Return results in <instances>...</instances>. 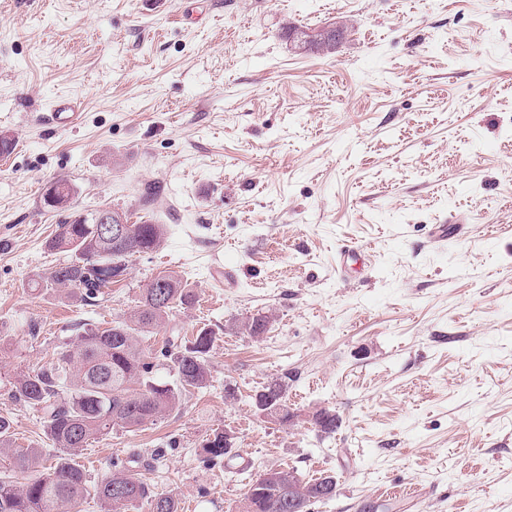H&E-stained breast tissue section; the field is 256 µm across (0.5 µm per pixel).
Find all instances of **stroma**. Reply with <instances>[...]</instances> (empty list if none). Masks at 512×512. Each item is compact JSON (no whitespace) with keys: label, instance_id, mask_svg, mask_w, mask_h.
Here are the masks:
<instances>
[{"label":"stroma","instance_id":"35a3bbf8","mask_svg":"<svg viewBox=\"0 0 512 512\" xmlns=\"http://www.w3.org/2000/svg\"><path fill=\"white\" fill-rule=\"evenodd\" d=\"M341 21L332 56L284 36ZM60 97L82 112L67 131L39 122ZM0 133L16 144L0 156L14 447L49 445L14 373L173 272L196 302L150 343L214 330L209 381L81 449L90 481L134 448L179 512H240L269 469L335 476L313 512H512V0H0ZM58 179L70 208L43 202ZM102 208L167 233L90 307L45 286L67 258L47 242ZM258 313L273 321L257 341L242 326ZM277 379L294 425L252 405ZM322 408L329 436L310 422ZM223 430L244 468L201 463Z\"/></svg>","mask_w":512,"mask_h":512}]
</instances>
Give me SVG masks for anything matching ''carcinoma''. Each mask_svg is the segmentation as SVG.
Wrapping results in <instances>:
<instances>
[{"label": "carcinoma", "mask_w": 512, "mask_h": 512, "mask_svg": "<svg viewBox=\"0 0 512 512\" xmlns=\"http://www.w3.org/2000/svg\"><path fill=\"white\" fill-rule=\"evenodd\" d=\"M73 195L72 185L56 180L46 185L43 199L50 207L63 208ZM164 235L163 224H132L118 259L127 264L134 255L154 250ZM48 246L68 255L51 271L49 284L68 289L83 304H96L111 280L98 276L94 266L106 272L113 253L95 235L94 225L77 220L60 224ZM195 299L179 276L155 277L141 289L128 317L104 329L84 323L76 342L60 347L55 360L16 373L11 395L41 414L45 434L57 454L47 466L44 449L11 447L10 424L0 417V512H83L89 496L100 512H131L144 502L150 512H178L173 498L151 490L138 476L139 454L112 462L109 473L92 487L75 457L90 440L116 429L134 433L157 424L179 405L183 390L206 386L213 330L202 329L188 345L174 336L157 351L146 345L154 331L167 324L173 309L188 308ZM160 361L174 372L176 382L154 376ZM259 398L264 405L277 408L281 423L293 420L283 383H270ZM312 420L327 435L339 427V417L327 409L315 412ZM227 455L224 433L217 432L202 447L200 461L208 467H227ZM290 478L296 485L293 493L288 492ZM251 491L254 512H312L313 506L336 496V481L330 475L307 480L295 470H281L254 481Z\"/></svg>", "instance_id": "carcinoma-1"}]
</instances>
